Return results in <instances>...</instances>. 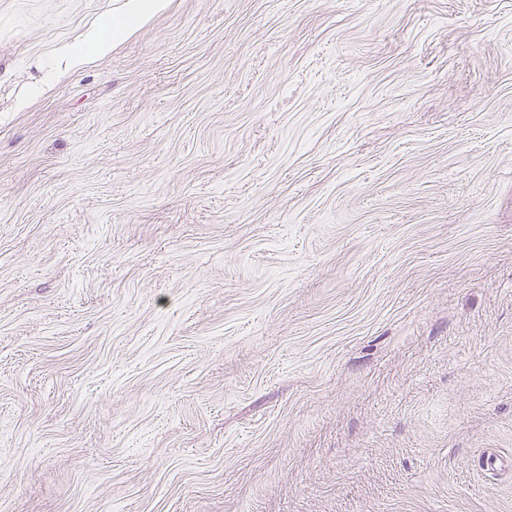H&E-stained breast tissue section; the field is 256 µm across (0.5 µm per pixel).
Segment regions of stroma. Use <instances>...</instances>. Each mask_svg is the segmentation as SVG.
Instances as JSON below:
<instances>
[{"label":"stroma","instance_id":"1","mask_svg":"<svg viewBox=\"0 0 512 512\" xmlns=\"http://www.w3.org/2000/svg\"><path fill=\"white\" fill-rule=\"evenodd\" d=\"M120 3L0 0V512H512V0ZM163 0H124L118 14L112 16V36L89 31L85 34L82 43L94 52L106 54L111 41L120 40L129 35L139 24L161 11Z\"/></svg>","mask_w":512,"mask_h":512}]
</instances>
